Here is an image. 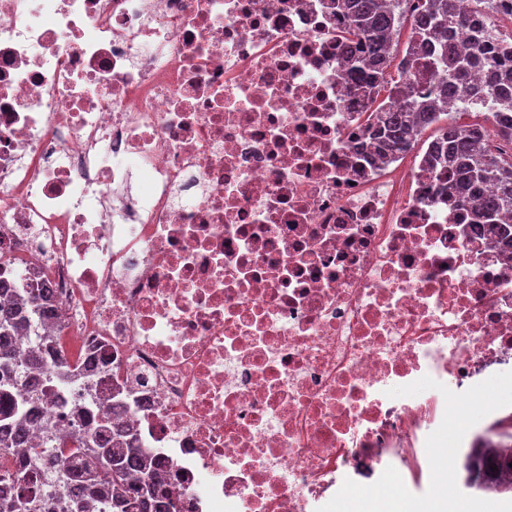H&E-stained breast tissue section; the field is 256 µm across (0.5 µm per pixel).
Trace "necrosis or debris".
Masks as SVG:
<instances>
[{
    "mask_svg": "<svg viewBox=\"0 0 512 512\" xmlns=\"http://www.w3.org/2000/svg\"><path fill=\"white\" fill-rule=\"evenodd\" d=\"M334 0H0V282L68 339L31 448L119 418L189 512L422 489L512 365V242L356 119Z\"/></svg>",
    "mask_w": 512,
    "mask_h": 512,
    "instance_id": "4bbe7bcc",
    "label": "necrosis or debris"
}]
</instances>
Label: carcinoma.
Instances as JSON below:
<instances>
[{
	"label": "carcinoma",
	"mask_w": 512,
	"mask_h": 512,
	"mask_svg": "<svg viewBox=\"0 0 512 512\" xmlns=\"http://www.w3.org/2000/svg\"><path fill=\"white\" fill-rule=\"evenodd\" d=\"M345 23L339 41L352 56L348 78L353 87L378 97L390 80L389 54L383 44L398 31L402 0H343ZM415 38L407 42L402 62L415 54H426L431 64L447 73L437 93L429 99L412 95L403 109L381 102L370 112H361L373 130L376 153L391 155L402 146L413 150L424 132L449 115L448 102L465 101L463 112L476 111L484 122L462 124L451 121L437 128L429 141L430 169L448 193L471 192L491 184L495 192L481 198L477 217L494 226L498 235L508 232L499 215L512 211V35L489 33L477 22L458 12L456 0H418ZM470 28L466 53L456 50L451 33ZM474 68L486 78L483 87H466ZM490 123L503 147L488 149L483 143L485 123ZM19 310L0 305V449L19 457L17 480L29 485L50 480L61 487L68 480L65 460L57 455H29L24 449L31 428V399L19 388L16 373V333L24 326ZM498 442L469 448L458 457L457 470L464 487L492 497L512 496V420L496 423ZM82 447L91 448L87 475L94 496L112 503V512H173L169 489L140 453L118 422H112V440L102 442L97 433L84 435Z\"/></svg>",
	"instance_id": "cac0c4a2"
}]
</instances>
